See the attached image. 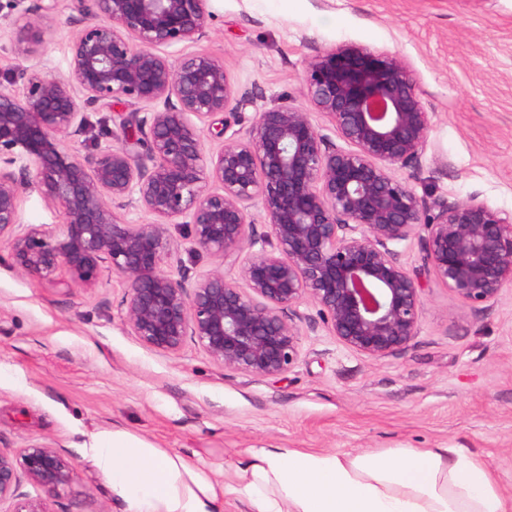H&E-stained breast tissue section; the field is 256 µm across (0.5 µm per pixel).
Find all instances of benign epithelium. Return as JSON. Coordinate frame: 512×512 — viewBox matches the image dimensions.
Wrapping results in <instances>:
<instances>
[{"label":"benign epithelium","mask_w":512,"mask_h":512,"mask_svg":"<svg viewBox=\"0 0 512 512\" xmlns=\"http://www.w3.org/2000/svg\"><path fill=\"white\" fill-rule=\"evenodd\" d=\"M57 4L47 0L12 20L15 55L39 54ZM207 28L206 0H92L67 76L33 67L22 91L0 84V245L21 273L51 281L64 270L71 285L92 288L105 262L128 284L124 321L144 345L175 353L190 339L213 362L263 377L297 363L295 307L304 302L352 351L378 359L408 347L423 310L420 273L394 246L420 224L424 270L458 300L485 304L512 286V212L475 197L428 200L393 174L418 165L430 129L401 56L348 43L309 61L308 101L330 119L342 147L304 108L245 116L223 60L160 54L202 39ZM105 101L152 111L130 115L140 137L82 159L65 139L81 130L86 108ZM244 123L245 137L227 135ZM206 128L222 140L208 155ZM20 159L24 177L60 203L62 223L22 222L13 170ZM133 199L155 221L116 215L114 207ZM252 207L263 212L262 234ZM180 218L192 249L222 260L191 282L162 269L168 225ZM76 480L71 456L49 443L0 451L6 512H50L47 502ZM26 484L42 496L23 491Z\"/></svg>","instance_id":"1"}]
</instances>
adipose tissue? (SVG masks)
Masks as SVG:
<instances>
[{
  "label": "adipose tissue",
  "mask_w": 512,
  "mask_h": 512,
  "mask_svg": "<svg viewBox=\"0 0 512 512\" xmlns=\"http://www.w3.org/2000/svg\"><path fill=\"white\" fill-rule=\"evenodd\" d=\"M88 452L117 512H512V496L466 448L262 446L224 484L123 429L95 434Z\"/></svg>",
  "instance_id": "obj_1"
}]
</instances>
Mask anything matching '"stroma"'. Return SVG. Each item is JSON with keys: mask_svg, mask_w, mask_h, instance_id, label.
Here are the masks:
<instances>
[{"mask_svg": "<svg viewBox=\"0 0 512 512\" xmlns=\"http://www.w3.org/2000/svg\"><path fill=\"white\" fill-rule=\"evenodd\" d=\"M208 34L169 48L171 58L207 51L224 62L248 112L284 102L308 107L306 67L345 43L404 57L432 114L417 168L396 169L418 195L455 204L478 198L512 211V0H206ZM87 16L59 0L37 61L18 58L0 33V83L38 64L69 71ZM131 105L97 103L89 128L66 146L84 157L112 143ZM23 223L57 224L59 205L35 182L20 187ZM163 269L197 278L219 258L193 253L170 227ZM417 336L372 359L347 349L316 308L305 321L298 362L262 377L214 363L193 342L176 353L143 345L124 323L127 284L104 270L92 288L21 274L0 245V449L55 443L78 480L50 512H115L86 448L112 429L233 481L262 445L336 452L467 448L512 495V287L495 301L462 303L434 275L423 278Z\"/></svg>", "mask_w": 512, "mask_h": 512, "instance_id": "stroma-1", "label": "stroma"}]
</instances>
